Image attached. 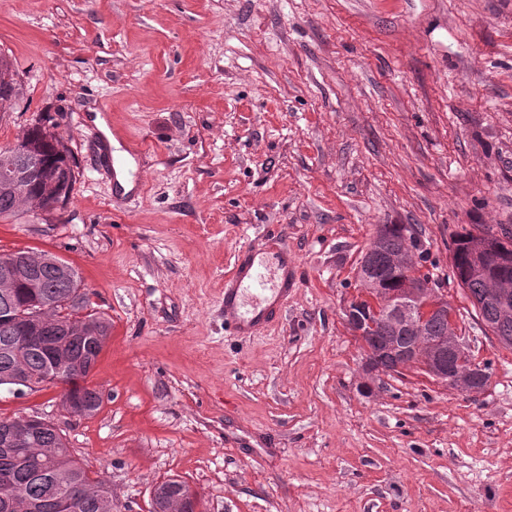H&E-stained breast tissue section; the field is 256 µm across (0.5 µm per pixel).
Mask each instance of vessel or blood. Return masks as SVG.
I'll return each mask as SVG.
<instances>
[{
  "label": "vessel or blood",
  "instance_id": "1",
  "mask_svg": "<svg viewBox=\"0 0 512 512\" xmlns=\"http://www.w3.org/2000/svg\"><path fill=\"white\" fill-rule=\"evenodd\" d=\"M296 284L288 251L267 243L240 248L224 279V318L236 335L255 336L276 317Z\"/></svg>",
  "mask_w": 512,
  "mask_h": 512
}]
</instances>
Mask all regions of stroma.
I'll return each instance as SVG.
<instances>
[{"label":"stroma","mask_w":512,"mask_h":512,"mask_svg":"<svg viewBox=\"0 0 512 512\" xmlns=\"http://www.w3.org/2000/svg\"><path fill=\"white\" fill-rule=\"evenodd\" d=\"M1 53L24 100L0 146L46 123L78 175L55 223H0V253L72 263L112 335L94 415L55 385L0 415L51 419L112 512L174 476L205 512H512V349L450 260L456 232L512 226V0H0ZM381 224L415 228L482 391L365 370L343 309ZM267 240L296 288L241 338L224 276Z\"/></svg>","instance_id":"35a3bbf8"}]
</instances>
